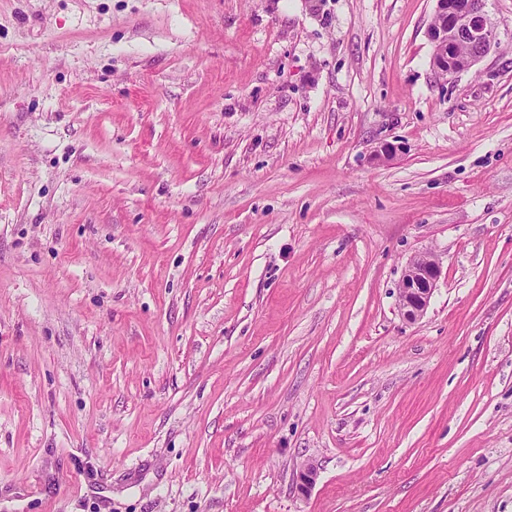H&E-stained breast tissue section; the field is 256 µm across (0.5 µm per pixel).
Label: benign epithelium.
I'll return each instance as SVG.
<instances>
[{
	"mask_svg": "<svg viewBox=\"0 0 512 512\" xmlns=\"http://www.w3.org/2000/svg\"><path fill=\"white\" fill-rule=\"evenodd\" d=\"M434 21L427 30L432 45L449 44L453 39L468 43L474 53L469 58L473 66L484 58L495 44L496 27L486 10V0H436ZM438 267L426 258L412 259L402 280L399 298L404 314L414 320L426 310ZM318 476L316 467L304 464L299 471V490L309 491Z\"/></svg>",
	"mask_w": 512,
	"mask_h": 512,
	"instance_id": "obj_1",
	"label": "benign epithelium"
}]
</instances>
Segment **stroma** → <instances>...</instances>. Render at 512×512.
I'll return each instance as SVG.
<instances>
[{
    "instance_id": "stroma-1",
    "label": "stroma",
    "mask_w": 512,
    "mask_h": 512,
    "mask_svg": "<svg viewBox=\"0 0 512 512\" xmlns=\"http://www.w3.org/2000/svg\"><path fill=\"white\" fill-rule=\"evenodd\" d=\"M435 8L0 0V512H512V0ZM434 21L427 30L428 40L435 45L449 44L454 38L468 43L474 53L469 58L471 67L484 58L495 44L496 27L486 10V0H436ZM463 66L470 50L461 43L441 46L442 55L434 57L435 69L448 76L455 75L457 70L450 58ZM438 273L436 264L426 258L411 259L408 263L399 298L401 308L409 319H417L426 310Z\"/></svg>"
}]
</instances>
